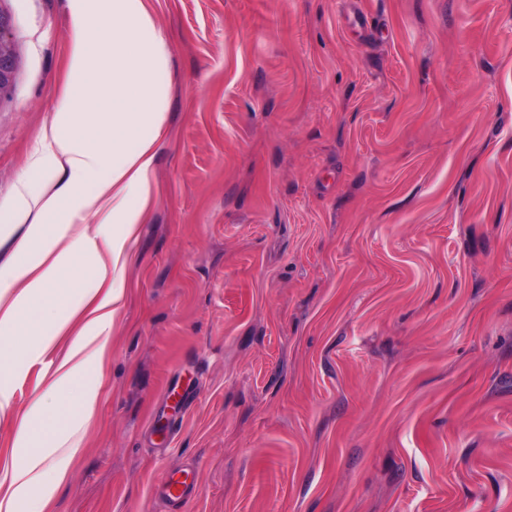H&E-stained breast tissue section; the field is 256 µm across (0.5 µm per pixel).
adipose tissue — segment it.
Instances as JSON below:
<instances>
[{
  "label": "adipose tissue",
  "instance_id": "adipose-tissue-1",
  "mask_svg": "<svg viewBox=\"0 0 512 512\" xmlns=\"http://www.w3.org/2000/svg\"><path fill=\"white\" fill-rule=\"evenodd\" d=\"M67 81L0 217V415L33 364L0 512H46L99 403L95 375L121 312V281L152 194L170 86L166 41L146 0H67ZM61 172L55 183L50 172Z\"/></svg>",
  "mask_w": 512,
  "mask_h": 512
}]
</instances>
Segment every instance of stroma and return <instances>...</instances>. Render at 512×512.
Instances as JSON below:
<instances>
[{
	"label": "stroma",
	"mask_w": 512,
	"mask_h": 512,
	"mask_svg": "<svg viewBox=\"0 0 512 512\" xmlns=\"http://www.w3.org/2000/svg\"><path fill=\"white\" fill-rule=\"evenodd\" d=\"M171 71L51 512H512V0H148ZM0 213L66 0H0ZM7 22L0 14V94L10 86L14 72V51L6 38ZM196 478L197 476L194 472L181 471L169 475L164 481L161 486V494L175 508L172 512H181V507L185 504L197 482Z\"/></svg>",
	"instance_id": "stroma-1"
}]
</instances>
